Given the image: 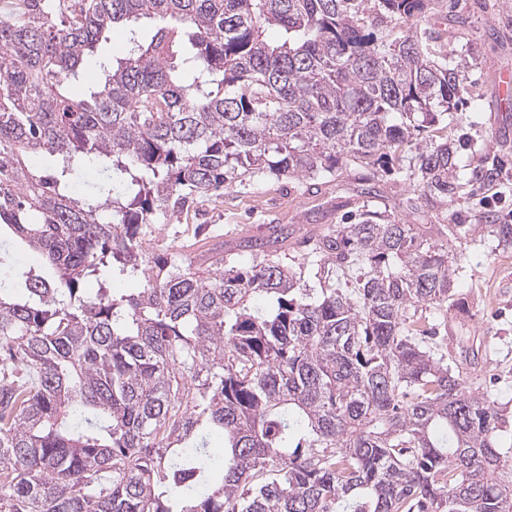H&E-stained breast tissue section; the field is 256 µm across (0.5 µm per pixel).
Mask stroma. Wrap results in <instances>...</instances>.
I'll return each mask as SVG.
<instances>
[{
	"instance_id": "35a3bbf8",
	"label": "stroma",
	"mask_w": 512,
	"mask_h": 512,
	"mask_svg": "<svg viewBox=\"0 0 512 512\" xmlns=\"http://www.w3.org/2000/svg\"><path fill=\"white\" fill-rule=\"evenodd\" d=\"M441 30L448 54L471 48L467 56L468 92L458 105L459 120L421 131L418 143L441 138L453 146L457 172L494 168L496 179L468 182L454 199L421 203L417 191L393 166L379 172L371 202H364L359 172L340 166L337 179L297 180L257 175L197 199L170 223L159 225L155 251L178 249L187 255L199 247L229 244L239 237L266 241L274 224H291L312 234L347 222L362 207L410 224H461L453 242L461 254L454 295L443 310L423 306L419 315L431 322L448 345V358L475 367L489 395L509 424L501 445L512 448V248L502 249L484 217L512 224V140L496 139L497 130L512 131V104L501 106L493 74L512 69V0H444L431 20Z\"/></svg>"
}]
</instances>
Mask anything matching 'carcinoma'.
Listing matches in <instances>:
<instances>
[{
	"label": "carcinoma",
	"instance_id": "cac0c4a2",
	"mask_svg": "<svg viewBox=\"0 0 512 512\" xmlns=\"http://www.w3.org/2000/svg\"><path fill=\"white\" fill-rule=\"evenodd\" d=\"M439 2L15 0L0 15V512H512L506 420L410 315L453 296L463 225L367 208L297 241L335 268L319 289L271 253L149 251L155 224L259 173L343 163L370 197L395 162L421 199L453 197L449 143L413 147L467 92L428 23ZM118 24L128 54L73 91ZM38 154L56 164L33 170ZM81 162L100 167L94 203L70 190ZM489 227L512 246V224ZM16 241L54 275L15 273ZM116 278L142 288L117 294Z\"/></svg>",
	"mask_w": 512,
	"mask_h": 512
}]
</instances>
